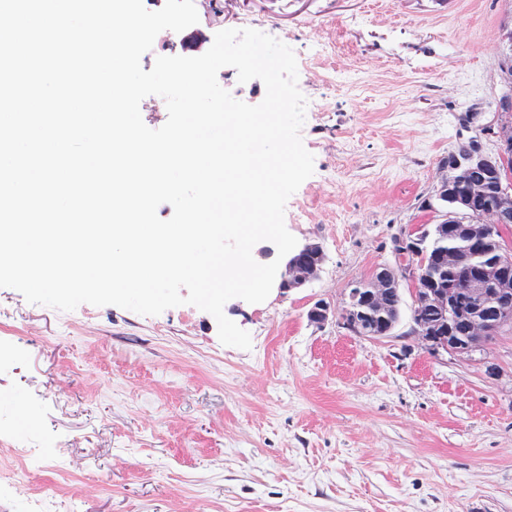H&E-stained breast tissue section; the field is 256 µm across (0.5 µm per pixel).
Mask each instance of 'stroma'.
Listing matches in <instances>:
<instances>
[{
    "mask_svg": "<svg viewBox=\"0 0 512 512\" xmlns=\"http://www.w3.org/2000/svg\"><path fill=\"white\" fill-rule=\"evenodd\" d=\"M198 16L211 36L252 17L296 55L314 173L285 225L322 244L324 271L225 304L247 350L191 305L60 311L0 287V432L23 417L52 443L54 512H512V335L431 354L408 295L386 338L307 318L438 222L460 116L493 120L507 91L512 0H214Z\"/></svg>",
    "mask_w": 512,
    "mask_h": 512,
    "instance_id": "obj_1",
    "label": "stroma"
}]
</instances>
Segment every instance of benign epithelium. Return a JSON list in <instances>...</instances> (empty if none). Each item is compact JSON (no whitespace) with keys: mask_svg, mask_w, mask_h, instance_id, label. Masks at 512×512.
Masks as SVG:
<instances>
[{"mask_svg":"<svg viewBox=\"0 0 512 512\" xmlns=\"http://www.w3.org/2000/svg\"><path fill=\"white\" fill-rule=\"evenodd\" d=\"M207 42L206 33L194 29L183 36L180 47L185 53H199ZM497 112L493 123L481 122L477 113L467 115L472 135L464 149L448 155L436 192L442 207L440 226L455 228L457 235L480 243L484 250L483 259L470 267L466 287L450 288L442 275L444 267L456 264L455 254L443 249L428 258L432 243L439 242L437 225L418 224L394 238V250L408 263L399 270L380 264L370 278L352 285L341 319L354 335H391L401 318L404 282L413 299L412 333L434 353L469 356L493 338L512 334V249L501 241V227L512 223V93L499 100ZM491 138L497 146L493 152L485 147ZM480 197L491 198L493 223L460 220ZM324 263V250L317 242L291 250L277 278L279 292L307 287L320 276ZM308 315L321 325L336 312L317 303Z\"/></svg>","mask_w":512,"mask_h":512,"instance_id":"benign-epithelium-1","label":"benign epithelium"}]
</instances>
